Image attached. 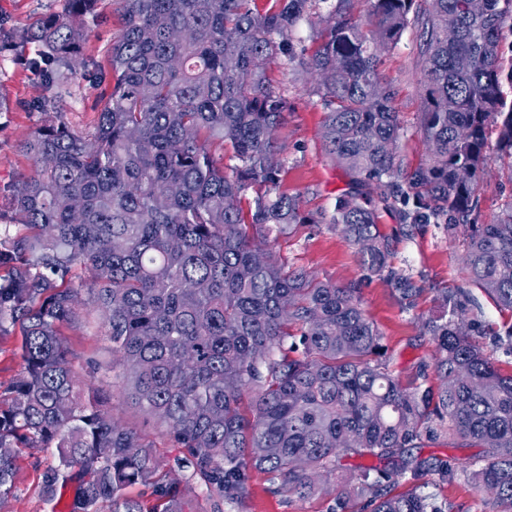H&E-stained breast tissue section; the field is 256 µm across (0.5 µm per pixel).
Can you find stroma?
<instances>
[{"label": "stroma", "mask_w": 512, "mask_h": 512, "mask_svg": "<svg viewBox=\"0 0 512 512\" xmlns=\"http://www.w3.org/2000/svg\"><path fill=\"white\" fill-rule=\"evenodd\" d=\"M63 0H0V27L22 31L34 26L42 17L61 11ZM99 23L94 27L85 49L89 70L101 73V83L75 78L71 92L60 109L78 129L89 132L95 125L101 102L111 87L105 75L107 56L121 27L113 0H99ZM418 34L407 31L398 47L384 56L383 74L396 90L394 106L404 135L401 149L410 163L416 164L425 154L418 132L423 108V66L417 52ZM38 47L19 44L15 51L0 54V97L9 109L0 114V199L11 186L33 171V163L22 155L17 145L39 125L41 115L31 108L34 99L46 90L34 72L22 63L34 57ZM266 73L274 87L288 100L285 123L277 132L278 143L286 161L282 190L299 196L304 212L319 216L316 224L297 225L291 235L269 241L268 248L278 261L304 267L313 276L338 284L361 285L360 301L366 315L379 328L387 349L389 370L403 387L438 388L433 370L435 344L424 333L422 324L444 312L446 293L466 289L468 316L487 329L483 343L496 368L512 375V339L504 334L512 325V312L499 309L478 288L467 284L462 271V247L449 240L442 227L425 224L405 233L396 214L380 209V229L395 240L391 265L418 282L421 292L414 304H406L393 283L384 276L364 278L356 250L329 224L338 195L349 188L350 176L328 155L321 128L325 112L316 93L314 75L288 64L282 57L266 64ZM74 371L81 380L93 381L104 394L114 419L145 434L153 442L157 455L173 461L181 450L157 420L132 402L122 390L125 369L112 354V343L103 318L92 304H84L78 317L62 330ZM52 451L23 448L19 451L20 473L13 496L0 505V512H68L77 485L69 483L59 489L56 500L46 501L40 493L43 472L54 462ZM352 473L344 467L339 478L325 482V494L308 499L274 492L268 474L253 472L247 497L237 503L226 502L223 512H326L330 498L346 484ZM420 489L437 506L448 505L451 512H501L490 492L476 491L464 477L441 482L428 477L424 486L398 480L395 490L402 493Z\"/></svg>", "instance_id": "stroma-1"}]
</instances>
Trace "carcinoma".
I'll return each mask as SVG.
<instances>
[{
    "mask_svg": "<svg viewBox=\"0 0 512 512\" xmlns=\"http://www.w3.org/2000/svg\"><path fill=\"white\" fill-rule=\"evenodd\" d=\"M322 39L308 57L294 34L316 2ZM114 0L121 28L108 54L112 88L92 133L58 111L83 62L97 0H65L31 31L0 34V49L32 41L29 69L54 93L32 103L41 124L18 144L33 174L10 190L0 223V335L19 326L24 374L0 405V505L17 480L16 449L53 448L44 473L52 501L78 468L70 512H145L128 495L152 490L150 512H185L180 483L138 432L114 420L98 390L76 378L61 337L82 290L102 312L132 400L164 424L178 460L211 492L238 501L263 471L300 498L343 460L370 456L329 512H443L420 493H392L389 472L412 481L462 474L512 509V375L472 339L467 295L443 297L448 316L423 324L436 344L433 395L402 387L383 361V336L361 307L360 285L321 281L278 263L255 234H285L316 220L280 190L285 166L275 131L288 101L260 60L287 58L319 76L321 136L351 177L331 223L363 268L387 273L401 298L419 286L389 265L393 243L377 201L400 223L441 224L464 248L469 281L512 311V194L477 224L481 181L494 152L512 182V66L502 33L512 0ZM420 32L427 150L411 167L396 90L382 55ZM86 281L76 280L74 268ZM445 435L485 448L471 468L414 452Z\"/></svg>",
    "mask_w": 512,
    "mask_h": 512,
    "instance_id": "1",
    "label": "carcinoma"
}]
</instances>
